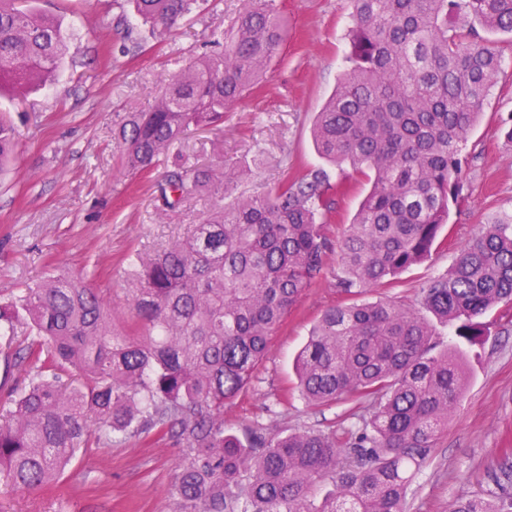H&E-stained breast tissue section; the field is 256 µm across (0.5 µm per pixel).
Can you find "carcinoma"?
I'll use <instances>...</instances> for the list:
<instances>
[{
  "label": "carcinoma",
  "instance_id": "obj_1",
  "mask_svg": "<svg viewBox=\"0 0 512 512\" xmlns=\"http://www.w3.org/2000/svg\"><path fill=\"white\" fill-rule=\"evenodd\" d=\"M200 0H130L162 39ZM348 67L317 113L319 155L371 187L342 237L323 233L347 176L301 168L265 193L217 204L156 253H139L126 289L133 328L112 326L110 302L58 271L0 304V340L18 329L47 343L12 354L35 369L0 411V481L41 489L101 434L150 431L181 445L173 512H407L414 474L448 427L466 380L464 349L481 343V317L512 311V217L469 240L452 267L421 288L423 307L455 328L437 340L415 309L390 301L327 310L296 358L297 388L314 406L342 397L369 416L336 431L286 436L224 431V405L254 379L272 333L336 255V287L351 294L390 283L428 260L450 206L461 200L460 154L483 112L512 36V0H349ZM286 39L276 0H250L215 49L192 59L114 139L125 169L169 167V209L236 185L237 165H200L183 150L192 129L216 128L257 88ZM59 18L0 0V91L24 96L52 82L66 53ZM14 126L0 118V170ZM449 512H512L502 486Z\"/></svg>",
  "mask_w": 512,
  "mask_h": 512
}]
</instances>
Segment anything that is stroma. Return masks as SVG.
<instances>
[{"mask_svg":"<svg viewBox=\"0 0 512 512\" xmlns=\"http://www.w3.org/2000/svg\"><path fill=\"white\" fill-rule=\"evenodd\" d=\"M288 37L267 81L226 113L218 131H198L187 152L220 165L236 161L245 187L263 191L284 171L323 166L311 129L345 67L347 0H279ZM60 18L72 34L56 82L24 100L0 95L18 132L15 157L0 176V302L39 283L53 268L81 274L111 300L112 321L125 329L128 258L166 244L199 223L207 200L161 208L158 186L167 169L131 178L121 171L112 130L129 112L159 93L166 75L202 51L216 26H230L247 0H208L180 25L178 35L147 39L125 0H31ZM463 200L452 207L451 232L424 263L389 288L345 295L336 288V265L307 288L271 336L249 387L224 406V429L273 434L335 431L358 425L362 406L348 400L307 406L293 392V359L322 313L347 302L390 300L415 307L422 286L448 270L460 247L495 218L512 215V56L461 153ZM339 198L324 232L342 235L370 189L365 176ZM501 309L484 317L482 347L468 354L463 395L432 454L408 488L409 512H448L458 499L512 485V325ZM178 445L143 434L100 442L81 451L54 487L20 493L0 482V512H172Z\"/></svg>","mask_w":512,"mask_h":512,"instance_id":"35a3bbf8","label":"stroma"}]
</instances>
